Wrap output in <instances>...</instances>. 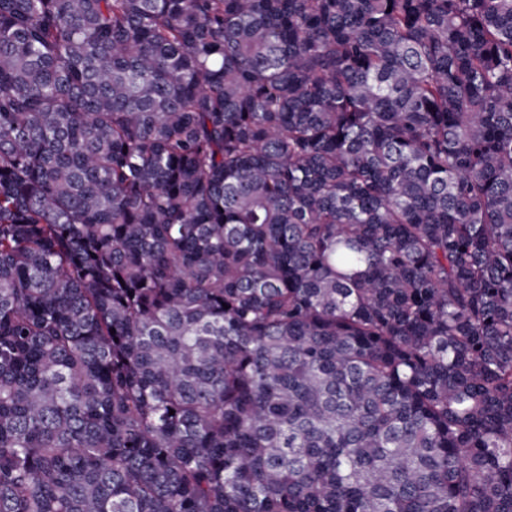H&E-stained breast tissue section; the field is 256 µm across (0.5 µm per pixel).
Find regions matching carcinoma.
Returning <instances> with one entry per match:
<instances>
[{
  "mask_svg": "<svg viewBox=\"0 0 512 512\" xmlns=\"http://www.w3.org/2000/svg\"><path fill=\"white\" fill-rule=\"evenodd\" d=\"M0 512H512V0H0Z\"/></svg>",
  "mask_w": 512,
  "mask_h": 512,
  "instance_id": "carcinoma-1",
  "label": "carcinoma"
}]
</instances>
